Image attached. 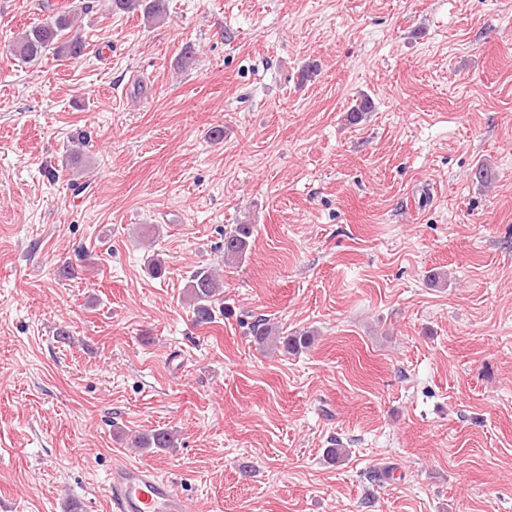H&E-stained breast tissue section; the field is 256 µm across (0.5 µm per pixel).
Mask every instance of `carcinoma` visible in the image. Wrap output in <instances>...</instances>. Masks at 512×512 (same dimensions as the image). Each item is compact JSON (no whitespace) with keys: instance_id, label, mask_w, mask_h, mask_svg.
Instances as JSON below:
<instances>
[{"instance_id":"carcinoma-1","label":"carcinoma","mask_w":512,"mask_h":512,"mask_svg":"<svg viewBox=\"0 0 512 512\" xmlns=\"http://www.w3.org/2000/svg\"><path fill=\"white\" fill-rule=\"evenodd\" d=\"M110 9L138 13L151 25L163 22L167 16L166 0H111ZM77 22L78 12L71 7L50 12L43 21L16 36L10 54L25 64L38 63L49 57L58 61L77 60L86 49L84 39L75 30ZM252 236L250 224H238L234 230L224 233V262L229 265L241 262L250 249ZM186 298L197 324L214 322L216 309L223 300V290L212 269L201 267L192 271L186 284ZM251 334L257 345L280 347L287 353H297L311 345L309 333L281 336L263 318L252 324ZM130 444L146 452L171 448L175 444V435L166 429H156L131 436Z\"/></svg>"}]
</instances>
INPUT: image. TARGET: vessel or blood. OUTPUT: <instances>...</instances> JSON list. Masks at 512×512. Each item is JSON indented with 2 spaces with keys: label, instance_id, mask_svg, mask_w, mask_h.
Segmentation results:
<instances>
[{
  "label": "vessel or blood",
  "instance_id": "vessel-or-blood-1",
  "mask_svg": "<svg viewBox=\"0 0 512 512\" xmlns=\"http://www.w3.org/2000/svg\"><path fill=\"white\" fill-rule=\"evenodd\" d=\"M110 512H185L174 483L141 463L114 467L106 485Z\"/></svg>",
  "mask_w": 512,
  "mask_h": 512
}]
</instances>
